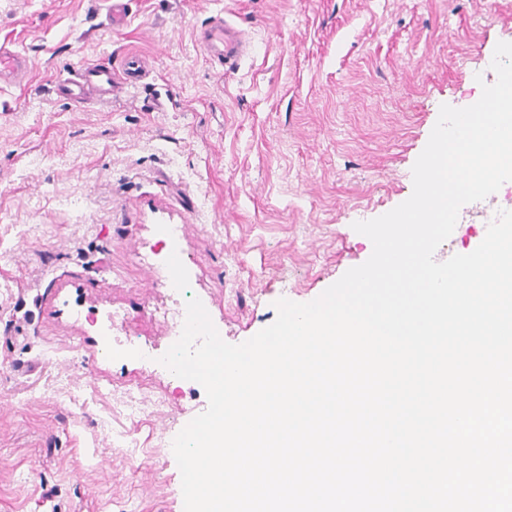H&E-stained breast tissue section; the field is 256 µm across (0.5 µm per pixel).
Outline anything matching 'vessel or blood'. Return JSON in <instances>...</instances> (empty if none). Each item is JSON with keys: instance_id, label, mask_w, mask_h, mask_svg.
Instances as JSON below:
<instances>
[{"instance_id": "obj_1", "label": "vessel or blood", "mask_w": 512, "mask_h": 512, "mask_svg": "<svg viewBox=\"0 0 512 512\" xmlns=\"http://www.w3.org/2000/svg\"><path fill=\"white\" fill-rule=\"evenodd\" d=\"M201 41L210 57L227 69L236 68L245 49L239 32L233 31L223 18L214 21L202 32ZM34 68L25 54L0 45V79L12 84L25 82ZM143 72L138 56H128L124 62L122 79H115L112 69L102 64L78 65L73 74L54 85L55 94L67 96L77 103L99 100L117 89L135 86Z\"/></svg>"}]
</instances>
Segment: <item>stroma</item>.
Returning a JSON list of instances; mask_svg holds the SVG:
<instances>
[{"label":"stroma","instance_id":"obj_1","mask_svg":"<svg viewBox=\"0 0 512 512\" xmlns=\"http://www.w3.org/2000/svg\"><path fill=\"white\" fill-rule=\"evenodd\" d=\"M0 0V43L34 61L0 90V512H184L172 452L204 388L165 352L174 274L222 338L271 325L373 246L354 222L413 191L439 108L479 100L512 0ZM246 34L236 69L197 34ZM140 55L111 100L55 95L78 62ZM512 181L435 251L480 244Z\"/></svg>","mask_w":512,"mask_h":512}]
</instances>
